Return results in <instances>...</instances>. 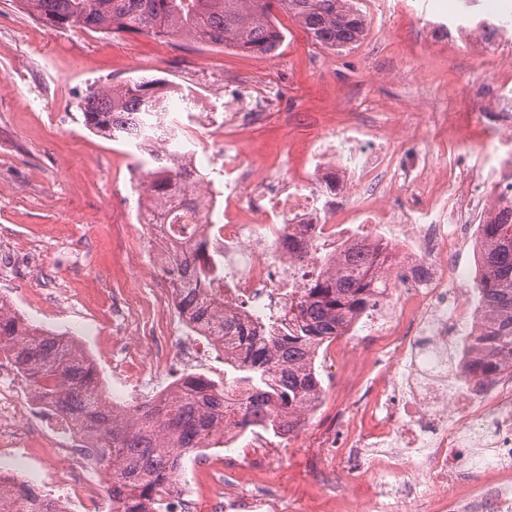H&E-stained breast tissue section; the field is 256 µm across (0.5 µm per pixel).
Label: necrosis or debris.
Here are the masks:
<instances>
[{
    "mask_svg": "<svg viewBox=\"0 0 512 512\" xmlns=\"http://www.w3.org/2000/svg\"><path fill=\"white\" fill-rule=\"evenodd\" d=\"M497 93L482 126L484 142L471 146L452 136V152L475 149L489 166L482 178L512 183V65L499 69ZM280 98L271 90L233 102L231 112L198 113L178 124L164 151L185 155L214 169L208 191L184 219L204 234L223 259L224 276L205 289L224 304V313L247 325L281 318L322 255L343 252L366 235L387 242L393 254L387 282L403 301L401 316L386 315L387 297L336 337L345 350L358 328L378 329L382 369L355 408L336 411L339 447L349 472H358L366 448L382 449V468L413 469L418 483L401 485L403 501L423 499L429 512H512V359L486 366L478 344L484 317L477 283L459 254L474 236V215L491 216L492 206L470 200L469 181L458 167L433 175L427 156L404 159L403 143L416 128L381 135L363 121L319 136L307 149V165L281 179L270 159L245 163L241 153L211 154L216 133L239 136L266 122ZM415 187L411 204L387 205L396 183ZM146 354L174 360L178 368L205 364L210 353L230 357L233 338L206 336L187 318L172 329H149L138 337ZM17 372L0 358V443L61 462L63 512H103L99 483L89 475L92 443L72 419L47 401L19 399Z\"/></svg>",
    "mask_w": 512,
    "mask_h": 512,
    "instance_id": "1",
    "label": "necrosis or debris"
}]
</instances>
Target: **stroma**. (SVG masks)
<instances>
[{
  "mask_svg": "<svg viewBox=\"0 0 512 512\" xmlns=\"http://www.w3.org/2000/svg\"><path fill=\"white\" fill-rule=\"evenodd\" d=\"M359 2L368 27L358 45L343 52L315 45L287 13H278L284 39L267 65L257 55L187 39L56 30L33 20L17 0H0V81L7 83L0 91V295L19 315L79 341L104 391L120 377L169 372L166 362L146 365L134 341L142 325H170L179 314L164 307L165 277L152 263L136 191L138 156L85 127L82 97L94 84L140 78L178 84L193 76L198 97L214 99L221 80L258 85L271 71L283 98L279 116L253 130L246 143L219 136L212 149L218 157L240 150L249 160L277 158L284 176L304 163L318 136L361 114L386 134L420 122L417 104L426 88L436 94L437 111L452 112L469 142H478L470 98L490 93L498 67L512 62V41L494 39L487 56L458 57L443 50L450 37L428 32L443 21L437 0H405L389 15L377 12L373 0ZM132 275L137 298L118 335L112 292L127 287ZM121 338L128 356L117 363L112 347ZM378 346L373 336L358 337L339 355L322 345L316 359L321 408L292 438L270 437L265 476L243 471L242 482L261 477L269 483L275 512H345L355 501L373 502L376 512H427L423 501L405 505L392 497L407 473L367 467L347 475L342 457L326 448L336 405L347 393L342 375Z\"/></svg>",
  "mask_w": 512,
  "mask_h": 512,
  "instance_id": "stroma-1",
  "label": "stroma"
}]
</instances>
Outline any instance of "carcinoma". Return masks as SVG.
Listing matches in <instances>:
<instances>
[{
	"label": "carcinoma",
	"instance_id": "carcinoma-1",
	"mask_svg": "<svg viewBox=\"0 0 512 512\" xmlns=\"http://www.w3.org/2000/svg\"><path fill=\"white\" fill-rule=\"evenodd\" d=\"M37 22L61 30L83 28L115 35L135 32L171 42L189 39L206 46H229L243 53L271 55L283 33L275 12L285 11L326 48L343 50L364 36L366 15L353 0H18ZM160 80H130L93 86L79 104L85 126L110 140L127 143L141 133L136 118L169 95ZM186 170L175 169L147 184L165 202L181 185ZM477 288L490 315L482 337L493 355L512 357V199L504 196L492 217L480 225ZM385 262L377 244L362 242L334 265L323 267L302 288L280 334L256 341L224 310L202 297L223 264L205 259L201 240L172 255L168 274L175 281L176 309L199 327L213 326L240 341L236 357L224 360V391L189 374L179 393L167 400L144 398L115 411L100 386L94 364L72 338L20 317L0 295V349L6 350L26 386L77 421L94 440L96 462L112 472L108 493L112 512H154L159 488L184 471L185 458L211 447L228 423L242 431L261 427L280 434L279 418L291 428L304 426L302 413L322 394L316 349L336 338L341 326L372 308L378 297L377 272ZM248 387L244 400L229 398L233 387ZM0 512H60L52 498L25 481L17 497H0Z\"/></svg>",
	"mask_w": 512,
	"mask_h": 512
}]
</instances>
